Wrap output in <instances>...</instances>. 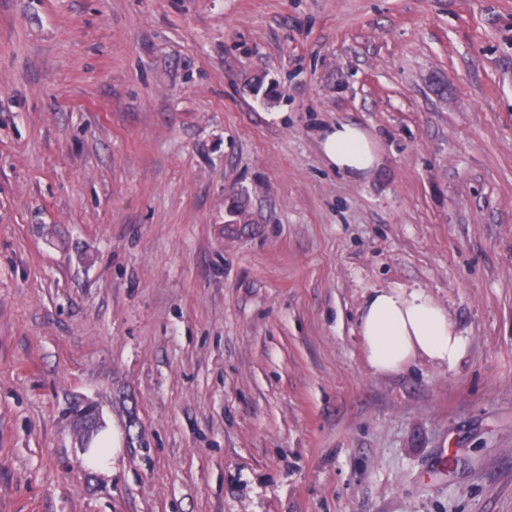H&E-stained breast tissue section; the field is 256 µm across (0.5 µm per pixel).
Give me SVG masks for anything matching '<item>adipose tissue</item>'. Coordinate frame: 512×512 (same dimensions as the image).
Returning <instances> with one entry per match:
<instances>
[{"mask_svg": "<svg viewBox=\"0 0 512 512\" xmlns=\"http://www.w3.org/2000/svg\"><path fill=\"white\" fill-rule=\"evenodd\" d=\"M322 153L330 166L344 173L372 169L377 152L358 126L341 123L326 129ZM359 332L373 372L392 373L419 359L454 366L466 352L445 307L421 287L369 289L359 309ZM120 449L112 425H105L84 455L101 476L111 477Z\"/></svg>", "mask_w": 512, "mask_h": 512, "instance_id": "1", "label": "adipose tissue"}]
</instances>
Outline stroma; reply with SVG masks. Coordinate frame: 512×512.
I'll list each match as a JSON object with an SVG mask.
<instances>
[{
  "label": "stroma",
  "instance_id": "35a3bbf8",
  "mask_svg": "<svg viewBox=\"0 0 512 512\" xmlns=\"http://www.w3.org/2000/svg\"><path fill=\"white\" fill-rule=\"evenodd\" d=\"M397 285L455 366L371 371ZM0 512H512V0H0ZM321 149L328 164L344 173H365L377 161L373 144L366 133L354 124L341 123L326 129ZM358 326L375 373H392L418 359L451 367L466 352L447 309L421 287L369 289ZM97 433L90 448L86 451L84 459L101 476L109 478L114 472L113 466L120 449V441L117 434L114 433L112 425L105 424Z\"/></svg>",
  "mask_w": 512,
  "mask_h": 512
}]
</instances>
